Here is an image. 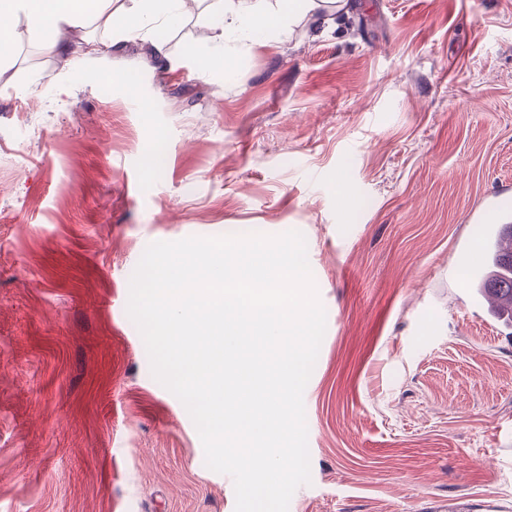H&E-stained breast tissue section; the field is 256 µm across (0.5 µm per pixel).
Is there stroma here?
<instances>
[{"label": "stroma", "instance_id": "stroma-1", "mask_svg": "<svg viewBox=\"0 0 512 512\" xmlns=\"http://www.w3.org/2000/svg\"><path fill=\"white\" fill-rule=\"evenodd\" d=\"M211 7L166 62L92 24L0 64V512H235L127 301L150 243L253 228L303 233L326 311L289 512L512 504V328L458 263L512 197V0H352L229 80L186 55L216 54ZM88 39L110 50L81 83Z\"/></svg>", "mask_w": 512, "mask_h": 512}]
</instances>
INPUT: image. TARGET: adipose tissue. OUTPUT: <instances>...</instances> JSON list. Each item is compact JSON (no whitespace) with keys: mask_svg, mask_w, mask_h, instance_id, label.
Returning a JSON list of instances; mask_svg holds the SVG:
<instances>
[{"mask_svg":"<svg viewBox=\"0 0 512 512\" xmlns=\"http://www.w3.org/2000/svg\"><path fill=\"white\" fill-rule=\"evenodd\" d=\"M114 0H0V58L13 51L12 34L18 18H26L50 49L66 50L60 32L95 19L122 37L149 41L152 52L163 56L162 42L152 40L156 26L180 22L184 0H131L130 6L114 7ZM311 16L316 27L333 25L334 18L321 12L318 0H276L275 9L263 7L262 0H222L214 16L205 17L210 40L225 45L265 46L278 41L286 24L297 14Z\"/></svg>","mask_w":512,"mask_h":512,"instance_id":"ef3b65f1","label":"adipose tissue"}]
</instances>
